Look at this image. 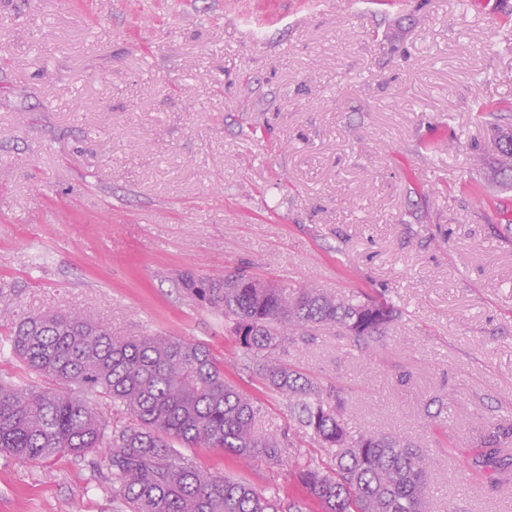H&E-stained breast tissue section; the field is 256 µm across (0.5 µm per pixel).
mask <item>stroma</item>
Instances as JSON below:
<instances>
[{
	"label": "stroma",
	"instance_id": "obj_1",
	"mask_svg": "<svg viewBox=\"0 0 512 512\" xmlns=\"http://www.w3.org/2000/svg\"><path fill=\"white\" fill-rule=\"evenodd\" d=\"M0 0V284L18 314L81 310L122 337L209 346L287 434L217 316L180 285L245 269L380 294L377 352L336 331L283 360L341 388L353 429L429 454L432 512H512V485L464 480L448 441L512 423V188L491 177L512 112L501 0ZM443 140L442 149L429 143ZM0 326V380L47 388ZM185 454L300 497L291 460ZM0 512H124L106 454L0 455Z\"/></svg>",
	"mask_w": 512,
	"mask_h": 512
}]
</instances>
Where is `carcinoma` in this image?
I'll list each match as a JSON object with an SVG mask.
<instances>
[{
	"label": "carcinoma",
	"instance_id": "obj_1",
	"mask_svg": "<svg viewBox=\"0 0 512 512\" xmlns=\"http://www.w3.org/2000/svg\"><path fill=\"white\" fill-rule=\"evenodd\" d=\"M494 176L512 184V131L500 139ZM243 272L181 276L187 298L224 316L237 350L252 358L264 384L288 398L298 434L326 459L300 460L291 476L304 512H429L430 460L398 437L352 430L341 391L320 392L307 374L280 357L285 342L337 328L357 347L379 346L397 319L386 300L337 297L317 288H235ZM11 321L14 355L55 382L46 389L0 383V455L22 461L84 458L108 450L112 495L129 512H282L278 491H259L215 476L185 457L184 448H216L245 463L274 468L294 444L256 431L260 409L224 375L211 349L178 336L124 339L90 315L74 311L17 316ZM110 400L126 415L111 422L89 395ZM448 454L466 462L474 483L499 488L512 481V426H500L480 444Z\"/></svg>",
	"mask_w": 512,
	"mask_h": 512
}]
</instances>
